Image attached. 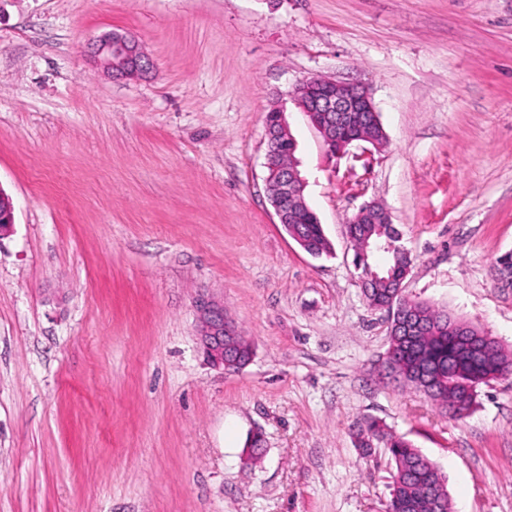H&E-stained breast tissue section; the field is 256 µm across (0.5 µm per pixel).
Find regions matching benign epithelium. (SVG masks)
I'll return each mask as SVG.
<instances>
[{"label": "benign epithelium", "mask_w": 512, "mask_h": 512, "mask_svg": "<svg viewBox=\"0 0 512 512\" xmlns=\"http://www.w3.org/2000/svg\"><path fill=\"white\" fill-rule=\"evenodd\" d=\"M94 56L100 66L114 77L134 78L148 69L149 59L140 42L125 32L105 34L93 44ZM299 106L310 116L325 144L336 142V131L356 126L358 115L365 114L370 121L377 120V110L368 89L358 83L342 82L314 76L302 80L295 89ZM272 119L265 120L267 141L291 137L284 110L272 109ZM265 167L279 173L278 183L270 192L278 223L290 224L297 204L303 202L305 179L296 164L283 165L272 152L266 153ZM389 224L390 217L382 208L367 204L355 213L354 223ZM14 224L11 199L0 191V235ZM199 321V343L207 363L215 369L227 371L236 363L225 355L224 337L236 335L234 324L224 317V303L202 297L195 301Z\"/></svg>", "instance_id": "7a95c632"}]
</instances>
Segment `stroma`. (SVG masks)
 <instances>
[{"mask_svg": "<svg viewBox=\"0 0 512 512\" xmlns=\"http://www.w3.org/2000/svg\"><path fill=\"white\" fill-rule=\"evenodd\" d=\"M113 30L150 72H102ZM311 76L368 87L387 144L330 155L295 100ZM274 106L331 257L274 215ZM0 190V512H384L366 416L438 466L451 512H512V375L459 422L380 378L386 314L345 232L383 205L404 295L512 354V0H0ZM202 294L253 346L238 372L204 359ZM270 113H272V119H265L267 141L271 142L275 140L282 141L289 139L292 135L289 130V125L285 119L284 110L275 108L270 110L267 115Z\"/></svg>", "mask_w": 512, "mask_h": 512, "instance_id": "1", "label": "stroma"}]
</instances>
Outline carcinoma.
<instances>
[{
	"label": "carcinoma",
	"instance_id": "cac0c4a2",
	"mask_svg": "<svg viewBox=\"0 0 512 512\" xmlns=\"http://www.w3.org/2000/svg\"><path fill=\"white\" fill-rule=\"evenodd\" d=\"M295 233L304 242L306 252L314 257L331 253L323 225L316 214L301 206L296 213ZM348 237L353 242L355 266L361 269L363 293L370 305L381 308L405 307L410 301L396 294L394 281L404 270L411 268L413 259L401 243L400 232L393 224H348ZM389 242V264L383 268L370 262L372 249L365 243ZM375 277H370L371 273ZM422 319L430 324L428 330L411 336L397 334L390 328L386 377L414 387L440 408L450 412V418H467L476 405L477 387L490 380L512 374V355L497 344L470 362L448 367V352L455 346L452 325L456 319L445 311L416 302ZM232 354L244 368L253 357L252 344L238 335ZM383 444L394 463L390 498L386 512H435L434 504L448 500L446 478L437 466L409 440L392 433L374 417H366L358 432V447L370 452L373 443Z\"/></svg>",
	"mask_w": 512,
	"mask_h": 512
}]
</instances>
